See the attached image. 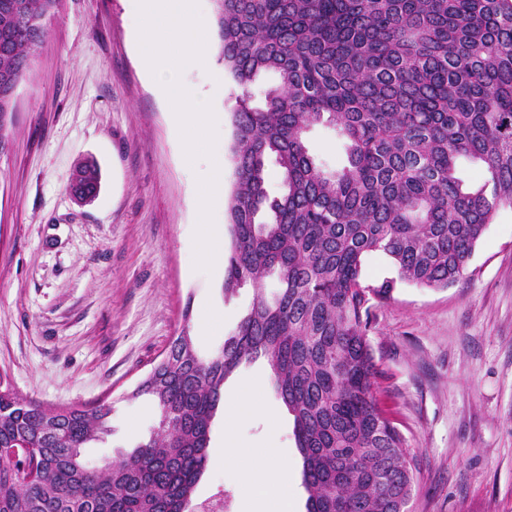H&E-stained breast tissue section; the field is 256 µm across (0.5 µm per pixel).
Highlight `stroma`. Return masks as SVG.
I'll use <instances>...</instances> for the list:
<instances>
[{"label":"stroma","mask_w":512,"mask_h":512,"mask_svg":"<svg viewBox=\"0 0 512 512\" xmlns=\"http://www.w3.org/2000/svg\"><path fill=\"white\" fill-rule=\"evenodd\" d=\"M128 0H62L0 140V373L46 406L114 407L112 434L87 449L93 462L150 435L152 407L126 395L189 328L204 356L222 347L254 293L223 291L224 268L194 267L197 179L224 167L232 190V80L187 66L183 86L211 100L214 160L187 163L160 87L143 69ZM94 158L101 187L91 204L70 195L73 170ZM367 283L396 279L374 309L369 339L377 397L415 456L409 512H512V209L499 210L464 279L444 289L398 281L386 255L364 260ZM264 360L242 363L225 398L255 406L232 434L215 415L195 502L229 493L243 512L258 470L225 461V441L302 460L293 418ZM263 380L261 393L252 385Z\"/></svg>","instance_id":"stroma-1"}]
</instances>
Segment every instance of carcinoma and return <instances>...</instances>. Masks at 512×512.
Masks as SVG:
<instances>
[{"mask_svg":"<svg viewBox=\"0 0 512 512\" xmlns=\"http://www.w3.org/2000/svg\"><path fill=\"white\" fill-rule=\"evenodd\" d=\"M214 3L219 60L239 90L223 288L251 286L252 306L207 360L182 328L127 394L152 402V434L101 465L84 448L112 435L111 404L0 393V448L39 460L28 481L0 455V512H188L224 382L259 357L293 416L306 512L407 509L416 467L378 404L368 331L396 280L444 289L463 279L486 226L512 208V0ZM58 6L0 0V80L26 77ZM266 74L275 82L256 105ZM315 125L343 137L344 165L316 160ZM463 158L482 165V184L458 176ZM100 180L86 159L71 194H94ZM372 252L393 260L398 279L364 284Z\"/></svg>","mask_w":512,"mask_h":512,"instance_id":"cac0c4a2","label":"carcinoma"}]
</instances>
